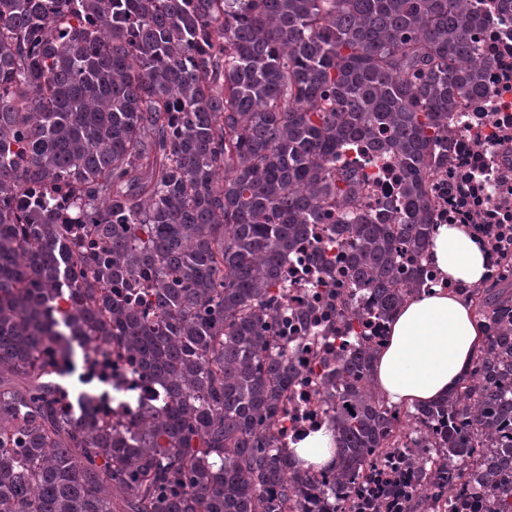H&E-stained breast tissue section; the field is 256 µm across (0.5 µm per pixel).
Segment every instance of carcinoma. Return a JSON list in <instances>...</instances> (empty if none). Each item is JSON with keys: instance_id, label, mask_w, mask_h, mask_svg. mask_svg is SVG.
Wrapping results in <instances>:
<instances>
[{"instance_id": "cac0c4a2", "label": "carcinoma", "mask_w": 512, "mask_h": 512, "mask_svg": "<svg viewBox=\"0 0 512 512\" xmlns=\"http://www.w3.org/2000/svg\"><path fill=\"white\" fill-rule=\"evenodd\" d=\"M472 2L0 0V512H351L405 435L408 512H454L470 469L512 512V282L471 289L486 342L447 397L388 405L361 345L337 365L334 465L276 432L272 287L307 225L336 216L379 317L420 291L400 259L429 249L428 181L487 65ZM381 131L404 212L375 224L339 160ZM59 324L168 404L131 436L68 409Z\"/></svg>"}]
</instances>
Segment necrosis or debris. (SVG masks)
<instances>
[{
  "label": "necrosis or debris",
  "instance_id": "necrosis-or-debris-1",
  "mask_svg": "<svg viewBox=\"0 0 512 512\" xmlns=\"http://www.w3.org/2000/svg\"><path fill=\"white\" fill-rule=\"evenodd\" d=\"M477 10L480 21L472 44L475 55L487 62L484 90L466 97L453 115L448 170L431 184L436 200L432 221L472 225L489 250L511 258L512 7L502 0H479ZM355 159L367 175L365 211L380 217L398 209L403 178L398 161L368 142L358 145ZM331 229L327 218L308 225L298 250L278 270L288 309L277 317L275 333L283 337L297 364L286 388L287 404L277 420L284 446L325 426L330 400L324 382L361 342L376 344L385 334L382 322L372 314L373 294L352 283L347 246L325 250ZM350 306L363 318L355 323L352 335L344 336L341 317ZM56 342L67 353L63 398L71 407L93 398L98 415L130 428L145 409L165 405L166 392L122 354H91L69 336L57 337Z\"/></svg>",
  "mask_w": 512,
  "mask_h": 512
}]
</instances>
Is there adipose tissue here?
Instances as JSON below:
<instances>
[{
	"label": "adipose tissue",
	"instance_id": "adipose-tissue-1",
	"mask_svg": "<svg viewBox=\"0 0 512 512\" xmlns=\"http://www.w3.org/2000/svg\"><path fill=\"white\" fill-rule=\"evenodd\" d=\"M429 258L441 284L409 299L393 315L374 366L395 405L444 397L463 378L485 342L464 291L486 282L492 257L459 224L436 225Z\"/></svg>",
	"mask_w": 512,
	"mask_h": 512
}]
</instances>
